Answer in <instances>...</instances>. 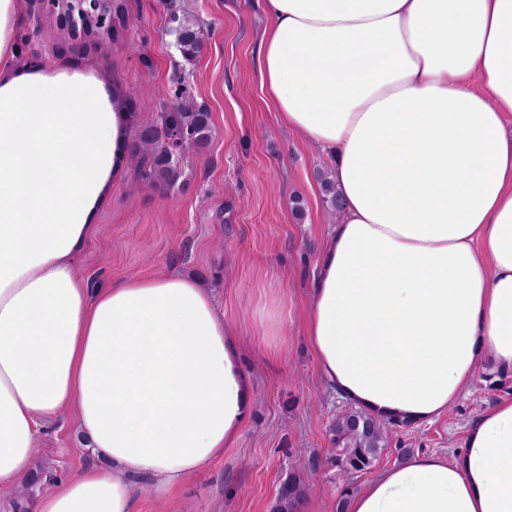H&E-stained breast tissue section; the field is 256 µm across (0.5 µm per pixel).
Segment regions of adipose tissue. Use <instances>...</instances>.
I'll use <instances>...</instances> for the list:
<instances>
[{
  "label": "adipose tissue",
  "mask_w": 512,
  "mask_h": 512,
  "mask_svg": "<svg viewBox=\"0 0 512 512\" xmlns=\"http://www.w3.org/2000/svg\"><path fill=\"white\" fill-rule=\"evenodd\" d=\"M0 0V485L70 413L98 466L36 512L163 505L239 439L236 331L181 273L90 288L78 257L130 136L95 66L22 63ZM261 88L331 151L341 199L307 304L319 372L380 416L433 420L479 365L512 371V0H265ZM345 512H512V399L463 453L408 457Z\"/></svg>",
  "instance_id": "ef3b65f1"
}]
</instances>
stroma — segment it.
I'll list each match as a JSON object with an SVG mask.
<instances>
[{
	"instance_id": "stroma-1",
	"label": "stroma",
	"mask_w": 512,
	"mask_h": 512,
	"mask_svg": "<svg viewBox=\"0 0 512 512\" xmlns=\"http://www.w3.org/2000/svg\"><path fill=\"white\" fill-rule=\"evenodd\" d=\"M126 24L94 42L24 0L20 58L106 64L142 123L180 93L205 106L214 127L206 149L184 152L181 185L149 188L126 158L95 234L78 260L90 287L128 276H196L241 332V363L253 402L235 447L181 488L171 512H276L290 479L303 512H336L345 486L360 489L407 456L461 454L471 422L512 398V373L481 366L448 411L396 428L366 472L344 476L328 460L329 424L345 401L320 375L306 336L316 264L335 219L321 174L333 160L279 121L258 74L264 0H123ZM199 22L204 47L185 60L168 33L171 10ZM72 417L42 425L34 480L0 492V512H31L35 493L93 465Z\"/></svg>"
}]
</instances>
